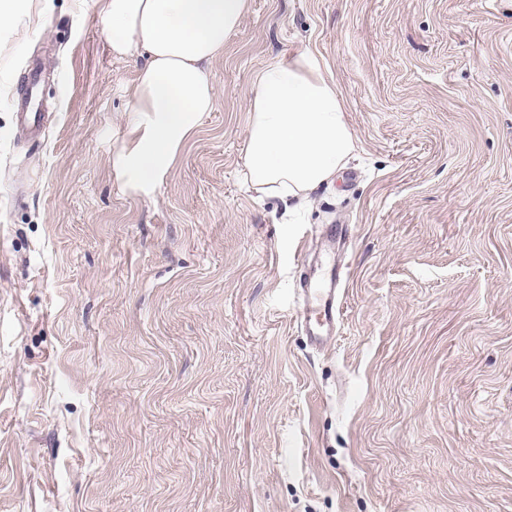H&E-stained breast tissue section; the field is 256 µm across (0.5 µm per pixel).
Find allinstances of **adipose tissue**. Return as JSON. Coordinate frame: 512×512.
<instances>
[{"label":"adipose tissue","mask_w":512,"mask_h":512,"mask_svg":"<svg viewBox=\"0 0 512 512\" xmlns=\"http://www.w3.org/2000/svg\"><path fill=\"white\" fill-rule=\"evenodd\" d=\"M35 9L50 15L54 2L0 0V45L13 43ZM248 9L249 0H104L100 23L113 55L143 61L119 152L131 188L152 193L203 114L214 110L209 66ZM354 150L342 97L319 57H276L257 73L243 156L257 193L295 215Z\"/></svg>","instance_id":"adipose-tissue-1"}]
</instances>
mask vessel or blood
I'll return each mask as SVG.
<instances>
[{"instance_id":"1","label":"vessel or blood","mask_w":512,"mask_h":512,"mask_svg":"<svg viewBox=\"0 0 512 512\" xmlns=\"http://www.w3.org/2000/svg\"><path fill=\"white\" fill-rule=\"evenodd\" d=\"M37 85V77H30L25 99L15 104L24 124L35 136L43 129L42 114L34 108ZM344 288L345 279L336 268L317 278L300 277L296 288L302 299L298 322L313 345L326 343L334 337Z\"/></svg>"}]
</instances>
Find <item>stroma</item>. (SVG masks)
I'll return each mask as SVG.
<instances>
[{
  "mask_svg": "<svg viewBox=\"0 0 512 512\" xmlns=\"http://www.w3.org/2000/svg\"><path fill=\"white\" fill-rule=\"evenodd\" d=\"M102 6L0 50V512H512V0H251L148 195ZM300 49L357 150L285 224L244 181L247 109ZM334 262L318 347L295 282ZM38 82V76L32 74L29 79L26 98L21 101H16L15 103V107L19 111L24 124L29 127L33 136L39 135L43 130L42 114L34 109V99Z\"/></svg>",
  "mask_w": 512,
  "mask_h": 512,
  "instance_id": "35a3bbf8",
  "label": "stroma"
}]
</instances>
